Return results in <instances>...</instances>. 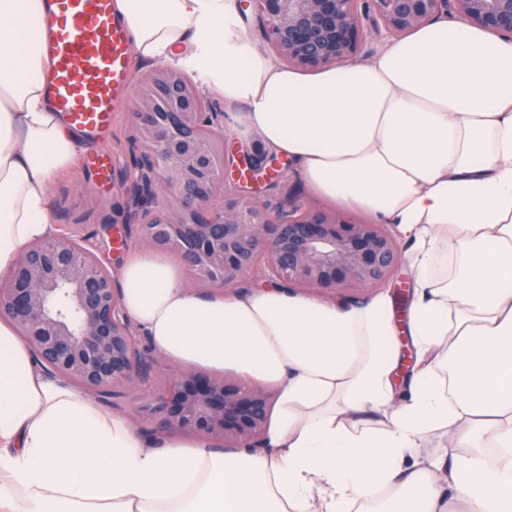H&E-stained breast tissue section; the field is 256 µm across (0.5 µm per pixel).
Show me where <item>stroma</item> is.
Returning a JSON list of instances; mask_svg holds the SVG:
<instances>
[{"label":"stroma","instance_id":"35a3bbf8","mask_svg":"<svg viewBox=\"0 0 512 512\" xmlns=\"http://www.w3.org/2000/svg\"><path fill=\"white\" fill-rule=\"evenodd\" d=\"M203 92L210 105L222 108V124L230 142L247 149L260 146V137L245 129L241 108L225 106L224 97L216 88L207 86ZM130 112V107L126 106L113 113L112 133L109 140L101 145L102 151L111 159V181H100L95 170L81 160L49 187L54 223L92 245L101 260L115 269L121 267L130 252L139 248L133 239L124 246L119 243L129 197L125 175L140 156L134 141ZM147 400L145 385L135 384L116 394L98 398L97 404L108 413L131 418L139 432L148 434L154 421L141 412Z\"/></svg>","mask_w":512,"mask_h":512}]
</instances>
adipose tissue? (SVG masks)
<instances>
[{
  "instance_id": "obj_1",
  "label": "adipose tissue",
  "mask_w": 512,
  "mask_h": 512,
  "mask_svg": "<svg viewBox=\"0 0 512 512\" xmlns=\"http://www.w3.org/2000/svg\"><path fill=\"white\" fill-rule=\"evenodd\" d=\"M46 0H0V275L46 236L76 134L46 104ZM140 56L192 59L313 194L413 239L403 321L389 296L339 308L279 284L184 286L133 253L125 313L172 364L275 401L256 450L140 435L36 369L0 320V512H512V41L433 22L372 59L306 73L255 48L235 0H116ZM455 259L454 271L440 260ZM419 360L396 400L398 329ZM453 428L451 457H420Z\"/></svg>"
}]
</instances>
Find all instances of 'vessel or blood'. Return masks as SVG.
I'll return each mask as SVG.
<instances>
[{
    "mask_svg": "<svg viewBox=\"0 0 512 512\" xmlns=\"http://www.w3.org/2000/svg\"><path fill=\"white\" fill-rule=\"evenodd\" d=\"M41 46L50 111L77 133L103 179L112 175L98 146L112 131V115L133 79L128 25L114 0H47Z\"/></svg>",
    "mask_w": 512,
    "mask_h": 512,
    "instance_id": "obj_1",
    "label": "vessel or blood"
}]
</instances>
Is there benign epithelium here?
Wrapping results in <instances>:
<instances>
[{"mask_svg": "<svg viewBox=\"0 0 512 512\" xmlns=\"http://www.w3.org/2000/svg\"><path fill=\"white\" fill-rule=\"evenodd\" d=\"M269 50L287 67L313 72L356 62L366 28L398 40L448 15L512 40V0H246ZM202 89L178 69H154L133 97L142 150L130 220L144 247L180 258L190 287L232 288L265 267L285 287L334 292L371 288L393 276L401 254L381 224L287 201L270 211L226 187L225 174L263 160L232 152ZM179 208H157L160 196ZM23 247L0 277V317L38 361L94 397L135 383L151 386L147 411L159 432L199 434L226 448H256L273 394L260 385L184 369L150 379L154 360L123 310L116 271L87 244L58 229Z\"/></svg>", "mask_w": 512, "mask_h": 512, "instance_id": "obj_1", "label": "benign epithelium"}]
</instances>
